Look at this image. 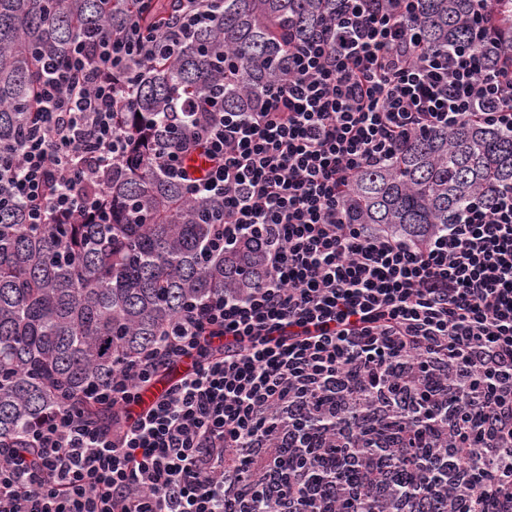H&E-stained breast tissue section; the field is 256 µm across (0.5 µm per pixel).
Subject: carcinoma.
Here are the masks:
<instances>
[{
	"label": "carcinoma",
	"mask_w": 512,
	"mask_h": 512,
	"mask_svg": "<svg viewBox=\"0 0 512 512\" xmlns=\"http://www.w3.org/2000/svg\"><path fill=\"white\" fill-rule=\"evenodd\" d=\"M181 0H0V150L39 112L38 63L63 62L90 32L136 16L164 33ZM175 53L130 66L151 147L170 146L198 107L224 93L226 112H251L288 73V43L336 16L339 0H222ZM423 47L468 43L469 0H422ZM512 182V135L477 123L411 139L391 161L359 172L346 210L351 224H384L423 238L454 224L494 185ZM105 224H29L19 203H0V446L17 442L58 401L112 421L81 398L112 365L153 345L191 302L254 283L265 254L257 239L215 244L224 203L192 197L159 169L132 161L112 170Z\"/></svg>",
	"instance_id": "obj_1"
}]
</instances>
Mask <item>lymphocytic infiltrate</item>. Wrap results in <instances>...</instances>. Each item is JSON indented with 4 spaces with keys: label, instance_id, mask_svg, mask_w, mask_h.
Here are the masks:
<instances>
[{
    "label": "lymphocytic infiltrate",
    "instance_id": "obj_1",
    "mask_svg": "<svg viewBox=\"0 0 512 512\" xmlns=\"http://www.w3.org/2000/svg\"><path fill=\"white\" fill-rule=\"evenodd\" d=\"M422 0H342L296 41L251 112L211 105L144 160L194 197L224 200L220 243L264 237L267 273L243 296L191 303L119 363L92 401L57 406L0 449V512H434L489 500L512 512V185L414 242L347 219L359 171L414 135L472 121L512 135V0H471L480 43L422 49ZM159 50L138 20L45 57L40 111L0 198L31 224L72 222L137 129L127 67ZM173 382L148 409L141 392ZM326 462L327 480L309 472ZM489 471L472 483V462ZM414 473V488L397 481Z\"/></svg>",
    "mask_w": 512,
    "mask_h": 512
}]
</instances>
